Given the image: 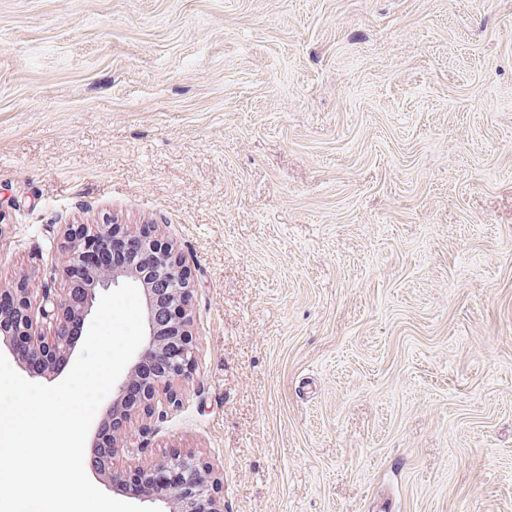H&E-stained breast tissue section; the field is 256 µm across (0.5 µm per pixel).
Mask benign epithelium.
I'll use <instances>...</instances> for the list:
<instances>
[{"label": "benign epithelium", "instance_id": "obj_1", "mask_svg": "<svg viewBox=\"0 0 512 512\" xmlns=\"http://www.w3.org/2000/svg\"><path fill=\"white\" fill-rule=\"evenodd\" d=\"M64 237L65 259L58 266L59 275L68 280L73 269L84 267L90 282L80 304H73L71 292L58 294L46 284L40 289L41 300L35 309L25 277L0 284V315L9 318L7 326H0V343L21 364L34 359L44 361L42 372H32L30 377L49 379L57 373L56 361L74 352L77 339L73 327L89 321L101 294L124 283L140 288L146 297L143 344L139 359L112 388L109 405V414L133 423V428L112 432L99 477L107 486L118 489L128 479L148 482L156 471L171 470L180 475V482L159 487L142 501L160 502L165 505L164 512H222L220 478L208 462L192 452L166 455L133 470L114 467L123 449L148 453L155 423L178 406L176 385L188 379L193 370L191 272L184 259L153 225L132 230L124 224H71ZM114 238L136 256L124 268L111 269L102 263L100 254L110 250ZM38 314L52 326V334L38 331Z\"/></svg>", "mask_w": 512, "mask_h": 512}]
</instances>
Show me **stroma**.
Masks as SVG:
<instances>
[{"instance_id": "obj_1", "label": "stroma", "mask_w": 512, "mask_h": 512, "mask_svg": "<svg viewBox=\"0 0 512 512\" xmlns=\"http://www.w3.org/2000/svg\"><path fill=\"white\" fill-rule=\"evenodd\" d=\"M155 225L224 512H512V0H0V282Z\"/></svg>"}]
</instances>
